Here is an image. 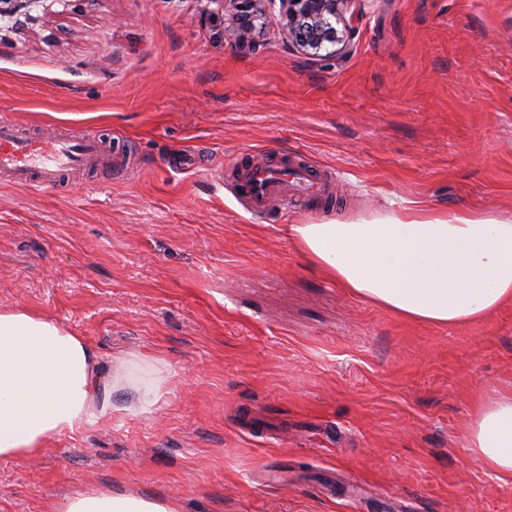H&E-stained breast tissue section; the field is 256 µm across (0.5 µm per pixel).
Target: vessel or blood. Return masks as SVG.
<instances>
[{"instance_id": "b4317fda", "label": "vessel or blood", "mask_w": 512, "mask_h": 512, "mask_svg": "<svg viewBox=\"0 0 512 512\" xmlns=\"http://www.w3.org/2000/svg\"><path fill=\"white\" fill-rule=\"evenodd\" d=\"M108 164L97 133L39 138L12 120L0 118V173L16 184L37 190L56 185L69 172ZM238 191L256 212L268 211L272 201L291 195L319 205L330 199L325 182L311 168L289 167L277 159L246 170Z\"/></svg>"}]
</instances>
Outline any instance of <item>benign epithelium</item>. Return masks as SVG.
Here are the masks:
<instances>
[{
  "mask_svg": "<svg viewBox=\"0 0 512 512\" xmlns=\"http://www.w3.org/2000/svg\"><path fill=\"white\" fill-rule=\"evenodd\" d=\"M32 0H0V14L18 15L28 11ZM234 21L232 32L241 48H252V28L279 7L289 43L294 51L316 60L322 55L347 52L352 46L356 28L354 20L362 16L356 8L358 0H210ZM342 24L343 30L336 29Z\"/></svg>",
  "mask_w": 512,
  "mask_h": 512,
  "instance_id": "7a95c632",
  "label": "benign epithelium"
}]
</instances>
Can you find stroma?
Returning a JSON list of instances; mask_svg holds the SVG:
<instances>
[{
	"instance_id": "35a3bbf8",
	"label": "stroma",
	"mask_w": 512,
	"mask_h": 512,
	"mask_svg": "<svg viewBox=\"0 0 512 512\" xmlns=\"http://www.w3.org/2000/svg\"><path fill=\"white\" fill-rule=\"evenodd\" d=\"M349 53L308 61L278 13L236 46L207 0H35L0 19V117L98 131L124 177L0 182V308L151 377L141 406L0 459V512L106 490L175 512H512L464 442L512 386V307L403 321L314 270L292 224L411 201L512 216V0H363ZM277 152L332 208L249 211L234 167Z\"/></svg>"
}]
</instances>
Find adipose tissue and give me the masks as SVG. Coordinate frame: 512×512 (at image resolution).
Here are the masks:
<instances>
[{
    "instance_id": "1",
    "label": "adipose tissue",
    "mask_w": 512,
    "mask_h": 512,
    "mask_svg": "<svg viewBox=\"0 0 512 512\" xmlns=\"http://www.w3.org/2000/svg\"><path fill=\"white\" fill-rule=\"evenodd\" d=\"M295 248L346 293L416 323L458 326L512 307V218L421 206L349 221L292 224ZM84 337L17 306L0 310V459L39 454L49 437L96 425L112 408ZM472 457L512 477V390L476 402L465 433ZM60 512H174L169 505L109 492H78Z\"/></svg>"
}]
</instances>
